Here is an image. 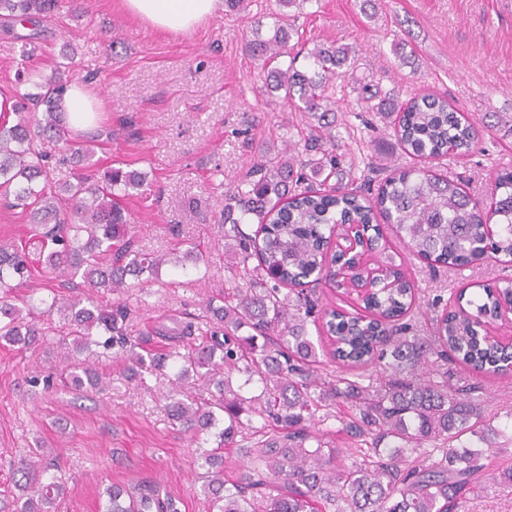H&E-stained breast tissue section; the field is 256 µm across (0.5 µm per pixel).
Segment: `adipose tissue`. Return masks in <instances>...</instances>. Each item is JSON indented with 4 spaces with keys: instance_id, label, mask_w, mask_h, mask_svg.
Returning <instances> with one entry per match:
<instances>
[{
    "instance_id": "ef3b65f1",
    "label": "adipose tissue",
    "mask_w": 512,
    "mask_h": 512,
    "mask_svg": "<svg viewBox=\"0 0 512 512\" xmlns=\"http://www.w3.org/2000/svg\"><path fill=\"white\" fill-rule=\"evenodd\" d=\"M123 3L129 14L155 28L189 33L215 16L220 0H123ZM60 107L68 127L79 135L97 125L101 112L100 100L80 82L69 85Z\"/></svg>"
}]
</instances>
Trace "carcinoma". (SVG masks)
<instances>
[{
    "instance_id": "1",
    "label": "carcinoma",
    "mask_w": 512,
    "mask_h": 512,
    "mask_svg": "<svg viewBox=\"0 0 512 512\" xmlns=\"http://www.w3.org/2000/svg\"><path fill=\"white\" fill-rule=\"evenodd\" d=\"M306 0H277L271 39L246 44L267 66L288 53L294 33L292 15L284 9ZM61 0H0L5 22H37L51 18ZM305 58L309 66L267 72L265 84L289 106L311 115L305 150L321 157L295 165L292 156L261 154L253 160L240 187L224 198V237L244 274L257 287L234 301L211 307L192 322L174 321L165 335L177 340L199 336L202 342L182 353L177 348L154 352L146 340L128 334L127 306L100 305L93 293L103 289L123 295L154 280L163 265L198 263L203 255H147L128 237L129 220L120 200L140 190L145 177L113 168L97 180L76 172L75 183L56 184L42 140L62 142L65 155L80 162L94 155L95 139L76 141L67 129L60 101L68 80L55 72L45 78L28 71L16 92L14 119L0 117V200L28 211L30 232L41 244V264L50 274L81 278L91 294L69 302L55 295H30L19 307L13 291L31 276L26 249L0 243V342L27 347L50 334L72 348L62 352L65 387L102 389L106 377L99 360L127 362L126 381L177 369L179 389L170 396L169 419L193 432L217 427L216 411L227 425L217 433L218 447L202 453L203 491L212 512H461L475 479L485 465V451L470 441L484 442L482 403L474 388L433 382L420 376L423 360L458 362L474 371L504 372L512 368V351L487 341L476 323L496 321L499 302L512 300V285L495 294L482 287L485 300L466 301L435 319L431 336L408 338L400 320L415 303V289L382 225L411 252L432 265L462 267L490 255L512 259V171L497 174L487 215L497 225L494 240L483 237V215L462 183L431 166L396 167L366 198L344 182L343 159L324 148L331 136L333 112L323 95L325 84L354 65L349 47L317 45ZM44 107L42 113L31 107ZM377 111L393 129L405 152L431 162L450 152L469 154L479 141L475 123L448 101L433 94L405 101L382 99ZM257 219L254 234L241 225ZM352 221L366 224L378 262L387 269L390 286L381 285L360 299L364 313L325 309L314 316L315 301L302 283L336 282V257L328 253L333 226ZM257 265L249 267L251 259ZM273 282L267 286V282ZM289 287L281 293L280 287ZM59 313L60 320L39 323L36 316ZM327 336L331 357L339 368L365 370L378 366L389 373L384 386L369 387L343 375L324 373L323 346L308 336L307 322ZM234 372L245 376L231 388ZM206 382L207 392L188 385L191 378ZM258 385L260 393L243 389ZM351 404L355 414L336 416L353 447L340 448L311 430L322 407L337 400ZM247 465L224 475L223 448L239 440ZM430 444L441 453L430 466L419 463ZM358 462L347 466L346 457ZM18 472L25 495L12 512H55L65 496L62 476L50 472L43 452L35 448L20 460ZM103 512H180L179 501L152 481L106 490Z\"/></svg>"
}]
</instances>
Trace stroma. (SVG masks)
Listing matches in <instances>:
<instances>
[{"label":"stroma","instance_id":"1","mask_svg":"<svg viewBox=\"0 0 512 512\" xmlns=\"http://www.w3.org/2000/svg\"><path fill=\"white\" fill-rule=\"evenodd\" d=\"M362 0H305L297 12L298 46L343 44L355 65L330 81L325 94L336 109V151L354 164V180L382 183L392 167L410 164L381 114V99L405 100L428 92L448 99L483 126L466 156L434 161V170L465 182L471 195L491 192L496 173L512 169V0H374L367 18ZM275 0H244L242 9L219 10L188 34L156 29L130 16L121 0H65L41 21L31 50H23L0 22V92L14 93L16 75L32 68L51 76L63 56L73 59L69 81H80L103 102L98 145L88 171L113 167L145 175L144 191L123 199L137 248L146 253L193 250L200 267L162 268L158 281L124 295L131 335L154 333L161 349L174 342L161 328L172 319L204 315L249 288L224 246V193L244 179L259 151L295 145L305 160L308 116L289 111L268 93L265 76L246 41L273 35ZM399 257L412 280L416 303L408 333L428 335L432 319L459 292L512 279V263L493 259L462 269L433 267L407 249ZM60 347L48 336L34 348L0 344V500L18 495L15 466L30 449H44L68 485L58 512H101L106 489L143 480L158 482L180 502V512H209L202 492L203 450L212 434L193 435L169 422L164 406L173 372L147 376L133 388L121 366L104 371L103 391L61 385L31 386L34 371L59 373ZM431 380L471 385L485 402L496 433L466 512H512V495L492 480L512 464V373L487 376L458 363Z\"/></svg>","mask_w":512,"mask_h":512}]
</instances>
